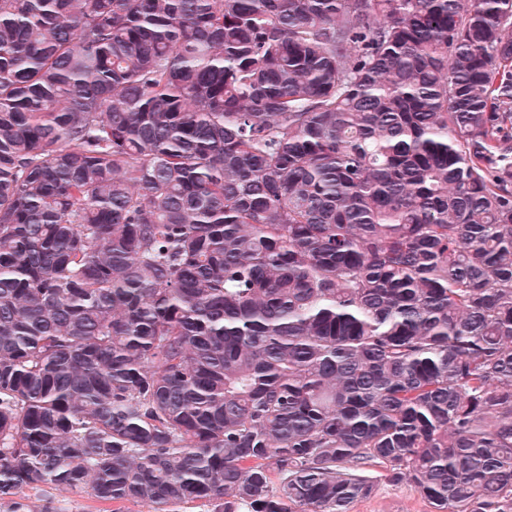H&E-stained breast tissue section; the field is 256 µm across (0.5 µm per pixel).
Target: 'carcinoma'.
Returning <instances> with one entry per match:
<instances>
[{"instance_id":"obj_1","label":"carcinoma","mask_w":512,"mask_h":512,"mask_svg":"<svg viewBox=\"0 0 512 512\" xmlns=\"http://www.w3.org/2000/svg\"><path fill=\"white\" fill-rule=\"evenodd\" d=\"M512 512V0H0V512ZM367 474L375 481L376 490L371 497L356 501L350 512H434L411 485L388 482L380 468ZM28 494L31 502L40 506L45 496L54 499V512H113L112 509H120L122 512H148V507L140 503L112 504L98 501L90 491L84 493L70 494L56 490H30Z\"/></svg>"}]
</instances>
